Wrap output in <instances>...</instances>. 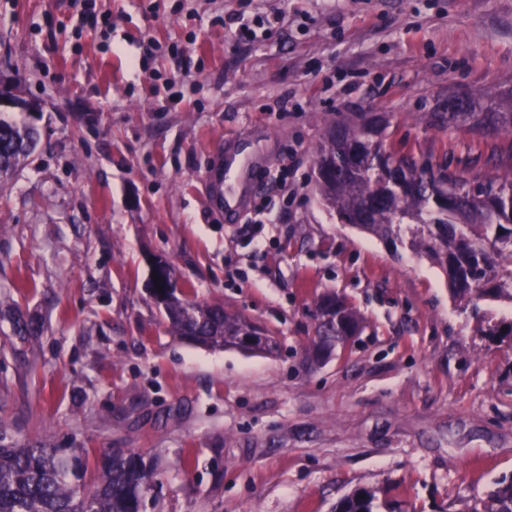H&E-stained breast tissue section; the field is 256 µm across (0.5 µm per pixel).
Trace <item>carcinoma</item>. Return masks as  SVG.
<instances>
[{"label":"carcinoma","mask_w":512,"mask_h":512,"mask_svg":"<svg viewBox=\"0 0 512 512\" xmlns=\"http://www.w3.org/2000/svg\"><path fill=\"white\" fill-rule=\"evenodd\" d=\"M430 125L464 127L482 137L512 136V89L468 96L459 109L434 112ZM387 116L343 113L322 134L313 156L315 191L324 206L349 224L393 249H408L441 268L451 296L478 310L483 301L512 304V164L508 172L481 183L456 171L419 163L386 144ZM32 119L0 113V183L37 148ZM358 162L349 161L350 154ZM170 332L216 348L263 330L221 306L175 299L166 311ZM22 340L41 326L12 307L0 306V320ZM313 355L328 357L361 330L358 315L338 296L316 303ZM481 335L512 339V317L489 320ZM156 473L136 453L85 448H29L0 444V512H144ZM336 512H380L374 495L358 489L336 504ZM474 512H512V479L497 482Z\"/></svg>","instance_id":"carcinoma-1"}]
</instances>
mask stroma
I'll return each instance as SVG.
<instances>
[{"mask_svg":"<svg viewBox=\"0 0 512 512\" xmlns=\"http://www.w3.org/2000/svg\"><path fill=\"white\" fill-rule=\"evenodd\" d=\"M0 0V89L41 105L40 144L0 187V423L21 443L155 464L146 512H472L512 476V341L481 336L443 272L339 223L312 153L343 112H384L390 148L470 179L512 149L428 126L455 90L512 88V0ZM258 21L239 38V13ZM250 156L239 232L212 201ZM273 331L279 356L171 336L150 290ZM333 292L360 336L308 353ZM5 319L11 323L13 336L22 340L38 336L41 332V326L33 318L27 317L19 309L9 306L3 308L0 302V320ZM336 512H381L374 495L365 489H358L336 504Z\"/></svg>","mask_w":512,"mask_h":512,"instance_id":"stroma-1","label":"stroma"}]
</instances>
